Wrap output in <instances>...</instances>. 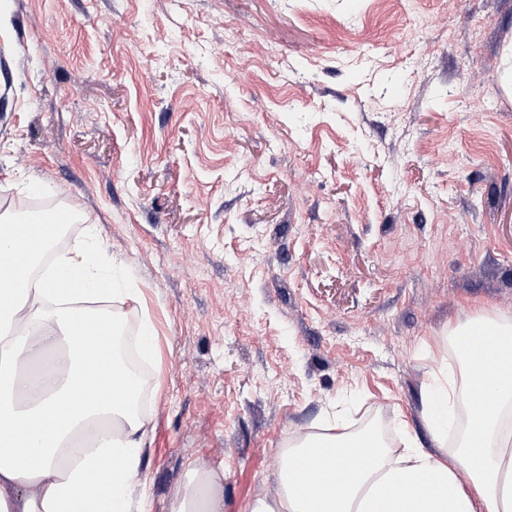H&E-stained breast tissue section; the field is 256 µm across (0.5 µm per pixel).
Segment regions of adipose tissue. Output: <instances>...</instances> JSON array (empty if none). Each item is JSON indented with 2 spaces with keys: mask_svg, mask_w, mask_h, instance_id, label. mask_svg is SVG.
I'll use <instances>...</instances> for the list:
<instances>
[{
  "mask_svg": "<svg viewBox=\"0 0 512 512\" xmlns=\"http://www.w3.org/2000/svg\"><path fill=\"white\" fill-rule=\"evenodd\" d=\"M68 215L31 243L29 226L0 221V512H147L138 475L152 420L133 407L135 384L114 353L109 262L95 241L56 254L41 275L12 269L20 245L37 263ZM461 383L431 376L423 418L467 415L450 460L373 433L298 434L276 473L277 493L249 512H512V322L480 313L451 327ZM102 386L89 389V350ZM325 459L308 470L310 456ZM222 471L191 468L169 512H224Z\"/></svg>",
  "mask_w": 512,
  "mask_h": 512,
  "instance_id": "ef3b65f1",
  "label": "adipose tissue"
}]
</instances>
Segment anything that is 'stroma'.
<instances>
[{
	"mask_svg": "<svg viewBox=\"0 0 512 512\" xmlns=\"http://www.w3.org/2000/svg\"><path fill=\"white\" fill-rule=\"evenodd\" d=\"M42 191L155 325L149 512L297 430L435 448L449 328L512 319V0H0V215Z\"/></svg>",
	"mask_w": 512,
	"mask_h": 512,
	"instance_id": "1",
	"label": "stroma"
}]
</instances>
